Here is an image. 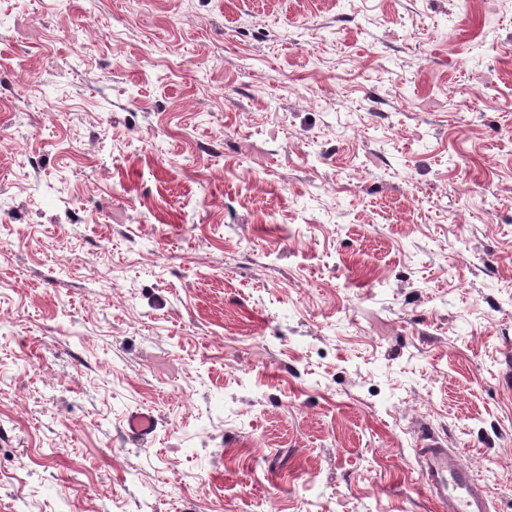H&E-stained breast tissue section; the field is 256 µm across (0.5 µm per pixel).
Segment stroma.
I'll use <instances>...</instances> for the list:
<instances>
[{
  "mask_svg": "<svg viewBox=\"0 0 512 512\" xmlns=\"http://www.w3.org/2000/svg\"><path fill=\"white\" fill-rule=\"evenodd\" d=\"M424 433L512 512V0H0V512H435ZM157 425V419L151 411L132 412L127 417L126 435L134 444L146 440L154 433Z\"/></svg>",
  "mask_w": 512,
  "mask_h": 512,
  "instance_id": "obj_1",
  "label": "stroma"
}]
</instances>
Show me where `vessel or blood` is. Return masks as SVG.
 <instances>
[{
	"label": "vessel or blood",
	"mask_w": 512,
	"mask_h": 512,
	"mask_svg": "<svg viewBox=\"0 0 512 512\" xmlns=\"http://www.w3.org/2000/svg\"><path fill=\"white\" fill-rule=\"evenodd\" d=\"M156 425L152 412H134L127 418L126 435L137 444L151 436ZM417 454L424 489L437 512H490L487 492L474 481L470 468L456 451L428 435Z\"/></svg>",
	"instance_id": "obj_1"
}]
</instances>
